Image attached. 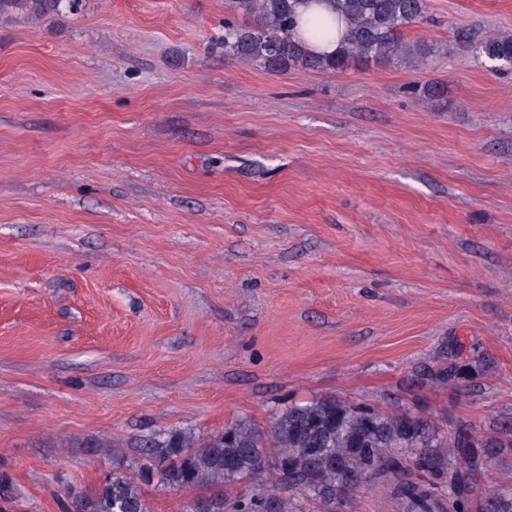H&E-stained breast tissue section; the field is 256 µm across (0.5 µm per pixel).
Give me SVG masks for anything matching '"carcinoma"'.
<instances>
[{
	"instance_id": "cac0c4a2",
	"label": "carcinoma",
	"mask_w": 512,
	"mask_h": 512,
	"mask_svg": "<svg viewBox=\"0 0 512 512\" xmlns=\"http://www.w3.org/2000/svg\"><path fill=\"white\" fill-rule=\"evenodd\" d=\"M82 0H0V17L42 19L75 12ZM302 0H228L250 22L224 21V54L271 70L289 66L340 72L361 59L422 60L431 47L405 31L423 21L426 0H327L348 30L336 54L321 57L294 37ZM480 51L512 68V34L486 39ZM466 378L451 361L431 376L445 385ZM488 439L473 426L446 433L425 418L337 398L294 403L265 426L238 419L201 439L189 430L145 442L146 463L108 473L92 494L71 492L77 512H150L141 486L158 478L183 490L234 486L214 495L215 512H346L350 499L376 482L393 512H470L468 487L480 470ZM492 512H512V489L482 493Z\"/></svg>"
}]
</instances>
